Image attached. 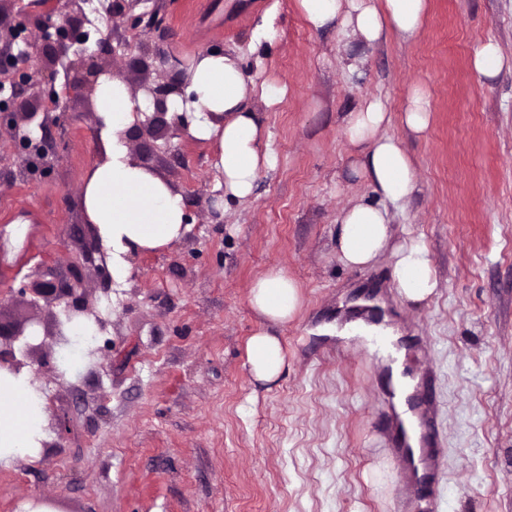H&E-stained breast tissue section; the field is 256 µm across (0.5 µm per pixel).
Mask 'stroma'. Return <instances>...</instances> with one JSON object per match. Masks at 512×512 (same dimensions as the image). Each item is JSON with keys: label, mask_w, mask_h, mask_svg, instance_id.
<instances>
[{"label": "stroma", "mask_w": 512, "mask_h": 512, "mask_svg": "<svg viewBox=\"0 0 512 512\" xmlns=\"http://www.w3.org/2000/svg\"><path fill=\"white\" fill-rule=\"evenodd\" d=\"M159 18L138 37L101 16L97 38L140 42L180 60L218 50L249 76L287 88L265 113L277 154L251 199L226 205L212 141L155 143L149 166L183 197L188 230L167 248L137 254L125 282L84 269L82 286L106 321L80 373L57 362L39 380L50 432L36 460L0 468V512L48 496L63 512H395L401 473L381 436L380 378L387 365L368 338L336 336L362 301L383 304L401 334L405 366L436 374L445 440L435 512H512V69L485 82L472 58L495 42L512 60V0H427L410 40L367 46L333 28L311 29L299 0H143ZM67 5L0 0V21L30 40L38 19L61 23ZM267 39L256 40L261 22ZM85 69H50L35 47L23 78L55 93L50 147L27 157L0 129V318L29 315L50 327L61 307L13 296L45 269L97 243L79 209V187L97 159L93 98L70 93ZM429 95L425 134L402 106L414 87ZM377 97L414 162L416 191L389 206L394 241L422 238L438 288L403 301L391 254L357 268L336 248V221L354 202L381 204L354 172L346 112ZM284 269L300 286L298 314L277 329L285 353L275 382L254 381L246 345L261 322L248 305L253 282ZM430 344L424 356L410 337Z\"/></svg>", "instance_id": "35a3bbf8"}]
</instances>
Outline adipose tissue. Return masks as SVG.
<instances>
[{"label": "adipose tissue", "instance_id": "ef3b65f1", "mask_svg": "<svg viewBox=\"0 0 512 512\" xmlns=\"http://www.w3.org/2000/svg\"><path fill=\"white\" fill-rule=\"evenodd\" d=\"M309 26L336 28L372 45L387 33L414 38L423 25L426 0H299ZM287 88L271 80L247 76L230 54L207 51L183 68V89L168 99V111L186 115L188 134L216 141V167L224 176V195L250 198L259 173L273 167L276 155L268 143L265 109L279 104ZM103 129L100 156L85 174L79 191L80 208L96 229L112 263V275L122 281L132 273L134 254L165 248L187 230L182 196L166 181L133 158L125 133L139 120L145 98H133L120 79L100 76L94 91ZM391 117L382 100L369 98L344 117V134L359 155L358 173L388 204H399L416 190L414 168L398 139L385 135ZM336 247L351 266L370 263L391 253V277L408 302L421 303L438 282L423 241L410 238L392 243L386 207L357 202L345 207L336 227ZM248 303L262 326L247 343V362L256 381L270 383L282 372L285 355L276 326L288 323L301 306L297 282L280 269L256 279ZM68 342L58 353L60 368L75 374L82 368L98 329L83 318L67 323ZM46 404L39 383L29 370L0 369V467L17 459H37L47 438Z\"/></svg>", "mask_w": 512, "mask_h": 512}]
</instances>
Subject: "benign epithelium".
Wrapping results in <instances>:
<instances>
[{
  "instance_id": "obj_1",
  "label": "benign epithelium",
  "mask_w": 512,
  "mask_h": 512,
  "mask_svg": "<svg viewBox=\"0 0 512 512\" xmlns=\"http://www.w3.org/2000/svg\"><path fill=\"white\" fill-rule=\"evenodd\" d=\"M142 0H112L110 13L125 19L127 28L138 29L141 27L146 13H135V8ZM87 22L82 9L65 15L64 30L58 32L54 41L56 53L53 55L52 64L71 66L81 64L86 66V77L80 85L71 88V92H94L98 77L103 73H109L122 80H127L124 72L116 68L115 54H106L102 50L91 51L84 44L83 26ZM133 63L139 66L141 81L139 89L152 97L153 111L145 115V120L137 123L126 134L129 141H139L143 144L155 143L159 140L169 142L175 138L186 139L185 123L182 118L173 116L167 118V98L170 94L179 90V76L167 75V68L176 67L178 61L171 56L159 51L151 55L147 48L141 49V56L134 59ZM157 68L156 80H150L151 67ZM44 111L43 121L49 120V108L46 107L39 96L34 95L26 103L8 113V121L12 127L15 138L25 151L36 150L40 144L34 142L30 128L33 118L38 111ZM105 254L93 247L82 253L72 262L70 277L58 278L51 276L38 282L35 288L29 290L21 287L17 290L9 289V292H17L19 295L33 294L30 304L38 306L44 303L47 306L64 305L66 321L78 316H93L99 328H104L103 321L95 316V311L89 306L85 293L81 288L82 270L87 267L106 271ZM64 321V322H66ZM64 322H54V329L44 331L42 338L38 339L30 334L36 325L33 318L26 317L20 320L5 321L0 318V367H8L18 371L31 366L36 353L45 349H51L55 345L66 341L64 334Z\"/></svg>"
}]
</instances>
